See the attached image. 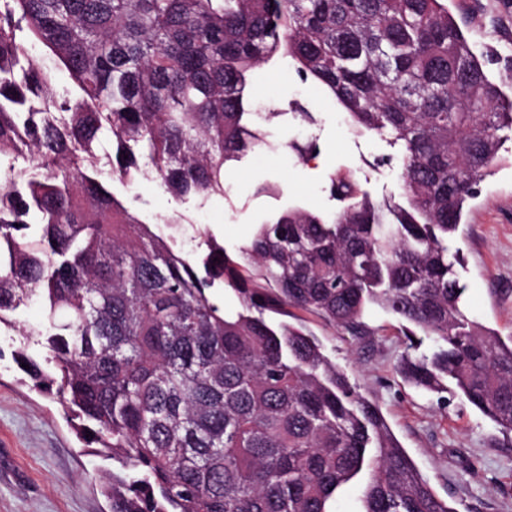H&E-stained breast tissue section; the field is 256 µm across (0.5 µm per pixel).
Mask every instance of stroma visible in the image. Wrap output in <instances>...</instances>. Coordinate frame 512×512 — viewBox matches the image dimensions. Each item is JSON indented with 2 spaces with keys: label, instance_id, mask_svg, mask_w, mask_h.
Listing matches in <instances>:
<instances>
[{
  "label": "stroma",
  "instance_id": "stroma-1",
  "mask_svg": "<svg viewBox=\"0 0 512 512\" xmlns=\"http://www.w3.org/2000/svg\"><path fill=\"white\" fill-rule=\"evenodd\" d=\"M465 24L475 52L486 43L491 18L498 38L512 42V7L504 0H447ZM259 147L224 166V192L206 199L177 198L147 181L114 185L117 199L192 257L211 238L233 253L258 224L293 206L331 216L339 202L331 177H351L374 202L398 200V150L378 135L356 128L347 113L315 80H299L289 59L255 73ZM316 143L319 153L301 158ZM450 250H461L469 318L512 336V141L499 153L493 173L478 187ZM290 322L311 330L333 360L358 380L381 408L395 436L435 492L458 512H512V434H503L465 400L447 404L396 375L401 323L382 309L363 318L368 334L356 339L320 317L291 310ZM15 332L0 334V512H111L103 483L112 460L82 447L57 400L36 390L13 360Z\"/></svg>",
  "mask_w": 512,
  "mask_h": 512
}]
</instances>
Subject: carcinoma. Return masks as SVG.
<instances>
[{
    "label": "carcinoma",
    "instance_id": "1",
    "mask_svg": "<svg viewBox=\"0 0 512 512\" xmlns=\"http://www.w3.org/2000/svg\"><path fill=\"white\" fill-rule=\"evenodd\" d=\"M30 41L74 100L57 103ZM279 55L399 146L405 203L333 178L334 218L292 207L197 263L109 183L224 194V164L259 141L252 70ZM500 61L512 44L476 55L445 0H0V329L42 302L45 363L14 360L109 451L112 512H333L351 482L357 512H458L323 343L269 315L364 336L379 307L403 322L397 374L512 433V336L467 316L448 249L512 140ZM33 56L44 66L52 77V86L56 92L58 102L64 98H71L75 92L74 83L68 73L58 68L54 59L45 54L40 45H35L32 50ZM68 92V94H67Z\"/></svg>",
    "mask_w": 512,
    "mask_h": 512
}]
</instances>
